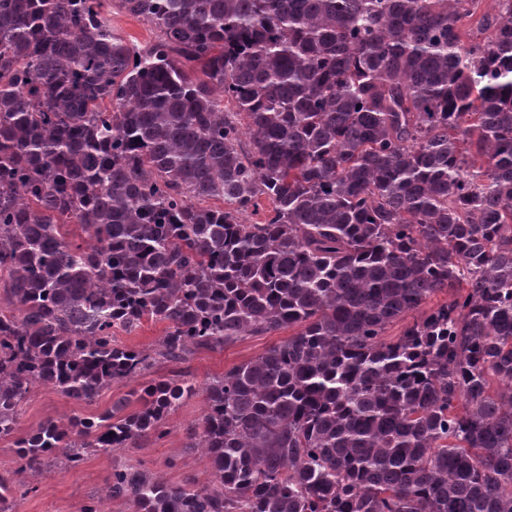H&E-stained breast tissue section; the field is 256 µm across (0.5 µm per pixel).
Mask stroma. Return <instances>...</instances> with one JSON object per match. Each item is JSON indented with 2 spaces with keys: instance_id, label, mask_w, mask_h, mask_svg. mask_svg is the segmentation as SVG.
Listing matches in <instances>:
<instances>
[{
  "instance_id": "1",
  "label": "stroma",
  "mask_w": 512,
  "mask_h": 512,
  "mask_svg": "<svg viewBox=\"0 0 512 512\" xmlns=\"http://www.w3.org/2000/svg\"><path fill=\"white\" fill-rule=\"evenodd\" d=\"M288 336L285 330L269 336H247L221 351L196 352L181 369L203 384L213 376L254 359ZM132 388L129 382L116 383L94 401L84 403L52 386L34 384L22 402L17 433L26 435L48 418L102 413L127 399ZM205 410L203 398L195 397L167 419L162 436L150 438L137 448L121 449L114 457L91 453L79 467H51L37 476L25 470L16 458L12 438L0 439V474L10 476L19 512H82L92 501L98 503L103 512H129L125 502L112 499L109 493L108 477L114 460L132 461L169 483H178L190 476L196 479L198 486L208 485L209 464L204 449L186 445L187 428L200 419Z\"/></svg>"
}]
</instances>
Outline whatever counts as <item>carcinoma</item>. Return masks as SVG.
<instances>
[{
    "instance_id": "1",
    "label": "carcinoma",
    "mask_w": 512,
    "mask_h": 512,
    "mask_svg": "<svg viewBox=\"0 0 512 512\" xmlns=\"http://www.w3.org/2000/svg\"><path fill=\"white\" fill-rule=\"evenodd\" d=\"M495 2L0 0V438L37 382L91 401L296 329L202 387L162 375L129 413L43 421L13 443L25 468L159 436L201 392L187 439L209 484L116 463L130 512H512V0ZM116 9L157 39L131 43ZM146 321L157 348L118 342Z\"/></svg>"
}]
</instances>
